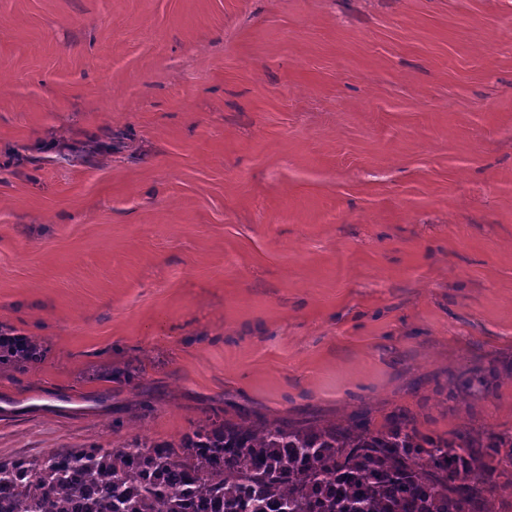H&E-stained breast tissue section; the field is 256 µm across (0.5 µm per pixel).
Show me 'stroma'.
<instances>
[{"label":"stroma","mask_w":512,"mask_h":512,"mask_svg":"<svg viewBox=\"0 0 512 512\" xmlns=\"http://www.w3.org/2000/svg\"><path fill=\"white\" fill-rule=\"evenodd\" d=\"M0 325L2 460L512 429V0H0ZM41 356L37 346L27 337L13 336L3 332L0 326V365L24 364L36 361Z\"/></svg>","instance_id":"1"}]
</instances>
